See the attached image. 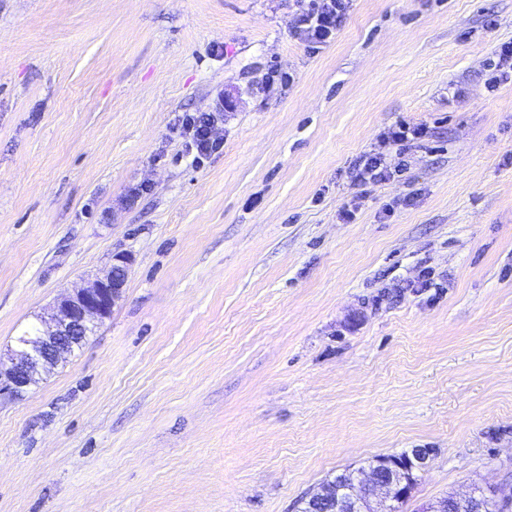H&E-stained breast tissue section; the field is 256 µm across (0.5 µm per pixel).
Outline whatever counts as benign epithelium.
Listing matches in <instances>:
<instances>
[{"label":"benign epithelium","instance_id":"obj_1","mask_svg":"<svg viewBox=\"0 0 512 512\" xmlns=\"http://www.w3.org/2000/svg\"><path fill=\"white\" fill-rule=\"evenodd\" d=\"M128 271L129 258L115 256L104 276L58 298L50 317L40 320L35 333L18 337L9 365L0 367V396H22L109 319L122 297ZM429 456V449L413 448L386 461L387 469L359 468L346 488L325 486L321 494L336 496V512H399ZM456 499L461 512H507L512 508L509 493L499 494L493 504L472 493L458 494Z\"/></svg>","mask_w":512,"mask_h":512}]
</instances>
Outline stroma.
<instances>
[{
    "label": "stroma",
    "instance_id": "35a3bbf8",
    "mask_svg": "<svg viewBox=\"0 0 512 512\" xmlns=\"http://www.w3.org/2000/svg\"><path fill=\"white\" fill-rule=\"evenodd\" d=\"M303 5L0 0V352L130 258L0 398V512H300L411 448L404 512L512 490V0H352L326 44ZM371 151L402 173L354 184ZM221 110L209 113L185 114L179 119L180 136L185 138L188 153L195 159L207 157L221 148L220 140L213 137L215 124L221 120ZM177 128V129H178ZM425 134V129L422 125H410L409 123L400 122L396 128L390 131L391 141L398 149H403L407 145L421 139ZM114 260L103 277L58 298L48 320L41 319L34 334L16 339L9 365L0 362V398L22 396L110 318L129 271L127 256L117 255Z\"/></svg>",
    "mask_w": 512,
    "mask_h": 512
}]
</instances>
